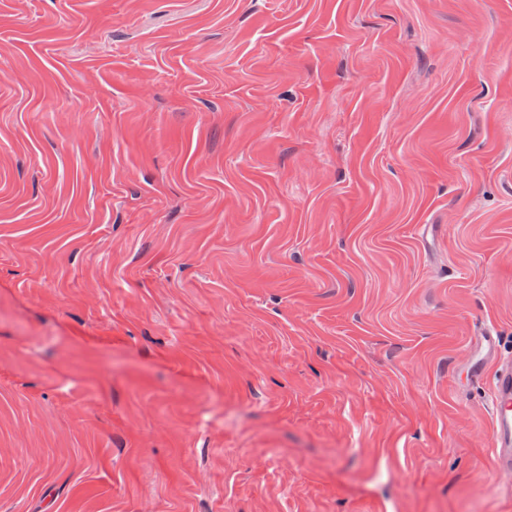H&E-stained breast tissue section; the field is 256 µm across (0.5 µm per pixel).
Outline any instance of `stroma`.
Returning a JSON list of instances; mask_svg holds the SVG:
<instances>
[{"instance_id": "1", "label": "stroma", "mask_w": 512, "mask_h": 512, "mask_svg": "<svg viewBox=\"0 0 512 512\" xmlns=\"http://www.w3.org/2000/svg\"><path fill=\"white\" fill-rule=\"evenodd\" d=\"M512 0H0V512H512ZM491 377L492 424L490 437L497 470L512 471V358L501 354L500 336L486 328L479 333L468 377Z\"/></svg>"}]
</instances>
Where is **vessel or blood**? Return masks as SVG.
<instances>
[{
	"mask_svg": "<svg viewBox=\"0 0 512 512\" xmlns=\"http://www.w3.org/2000/svg\"><path fill=\"white\" fill-rule=\"evenodd\" d=\"M470 380H491L490 437L497 470L512 471V358L501 354L500 338L491 329L480 332L468 366Z\"/></svg>",
	"mask_w": 512,
	"mask_h": 512,
	"instance_id": "1",
	"label": "vessel or blood"
}]
</instances>
